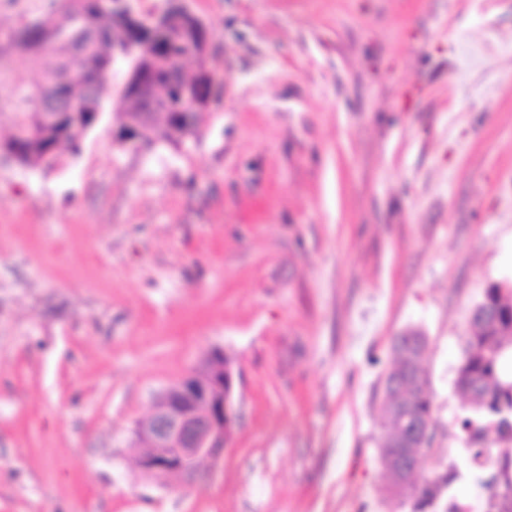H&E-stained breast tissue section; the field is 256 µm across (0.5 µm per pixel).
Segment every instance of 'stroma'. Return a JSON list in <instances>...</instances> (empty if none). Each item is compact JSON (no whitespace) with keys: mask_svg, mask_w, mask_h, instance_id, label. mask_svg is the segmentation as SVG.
I'll return each mask as SVG.
<instances>
[{"mask_svg":"<svg viewBox=\"0 0 512 512\" xmlns=\"http://www.w3.org/2000/svg\"><path fill=\"white\" fill-rule=\"evenodd\" d=\"M219 110L0 160V512H386L391 343L429 340L432 455L512 285V0H190ZM222 348L239 415L193 484L135 464L156 395Z\"/></svg>","mask_w":512,"mask_h":512,"instance_id":"obj_1","label":"stroma"}]
</instances>
